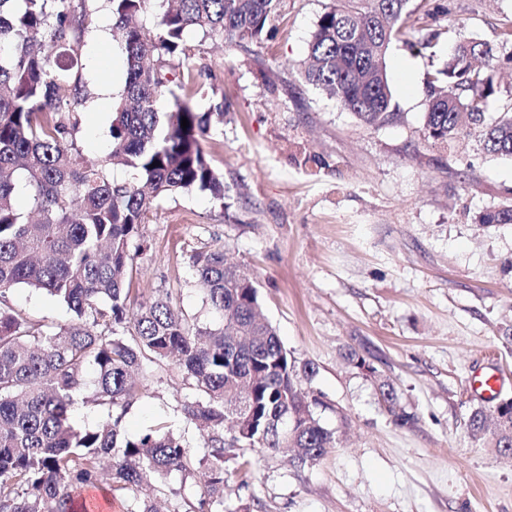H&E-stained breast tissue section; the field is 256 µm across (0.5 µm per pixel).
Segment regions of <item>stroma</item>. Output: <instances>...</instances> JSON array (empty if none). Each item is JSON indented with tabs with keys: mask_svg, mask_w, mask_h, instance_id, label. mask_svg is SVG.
Instances as JSON below:
<instances>
[{
	"mask_svg": "<svg viewBox=\"0 0 512 512\" xmlns=\"http://www.w3.org/2000/svg\"><path fill=\"white\" fill-rule=\"evenodd\" d=\"M430 28L492 45L501 71L488 117L512 113V0H442ZM332 0H280L272 30L238 47L199 32L182 70L204 85L196 111L226 109L203 148L224 176V197L184 192L159 200L131 243L132 298L170 295L188 320L214 316L189 256L224 249L255 277L263 313L296 367L297 384L337 445L313 464L286 451L237 450L225 464L224 500L238 512H512V458L468 433L473 371L491 367L512 397V224H475L512 204V158L486 154L478 135L453 146L421 139L427 56L394 42L386 58L398 122L368 127L304 81L300 68ZM111 28L84 35L90 97L75 142L101 161L112 107L125 82ZM19 311L66 324L54 297L24 287ZM356 350L368 366L347 353ZM145 390L123 419L127 435L166 425L187 444L203 439L181 412L196 393L170 359L143 361ZM394 383L414 417L396 426L380 381Z\"/></svg>",
	"mask_w": 512,
	"mask_h": 512,
	"instance_id": "35a3bbf8",
	"label": "stroma"
}]
</instances>
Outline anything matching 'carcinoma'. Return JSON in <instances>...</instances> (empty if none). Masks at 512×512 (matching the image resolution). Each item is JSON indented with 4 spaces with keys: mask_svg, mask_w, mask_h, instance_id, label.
Masks as SVG:
<instances>
[{
    "mask_svg": "<svg viewBox=\"0 0 512 512\" xmlns=\"http://www.w3.org/2000/svg\"><path fill=\"white\" fill-rule=\"evenodd\" d=\"M99 1L120 35L126 78L113 104L111 151L89 165L73 134L90 96L81 81V49ZM276 4L0 0V512H80L85 488L127 496V512H158L140 495L144 476L188 478L200 469L201 493L171 512H237L224 508L230 450L293 448L302 467L336 447L335 433L314 415L317 399L295 385L294 364L260 314L256 281L227 263L224 249L189 257L217 317L208 326L189 324L167 295L133 307L126 288L135 258L130 243L155 202L189 191L224 198V176L201 144L211 117L223 120L224 110L196 112L192 98L179 96L167 78L188 57L186 33L258 43ZM152 8L149 33L133 19ZM421 8L411 0H333L311 33L305 80L368 126L393 123L398 113L386 71L392 42L441 57L444 31L409 40ZM448 41V58L424 77L423 140L449 146L477 132L486 153L512 158V114L490 122L485 115L496 91L493 47ZM114 164L131 170L132 180L112 181ZM21 185L30 191L36 221L17 206ZM475 221L512 224V205L481 211ZM18 287L45 291L73 321L53 327L20 313L8 299ZM128 324L131 337L121 332ZM172 354L200 394L182 404L186 418L207 433L200 457L161 425L135 437L122 431L143 394L141 359ZM379 393L395 424L412 423L392 383L381 382ZM79 396L104 412L97 425L75 423ZM468 430L476 444L511 456L512 403L473 409Z\"/></svg>",
    "mask_w": 512,
    "mask_h": 512,
    "instance_id": "carcinoma-1",
    "label": "carcinoma"
}]
</instances>
